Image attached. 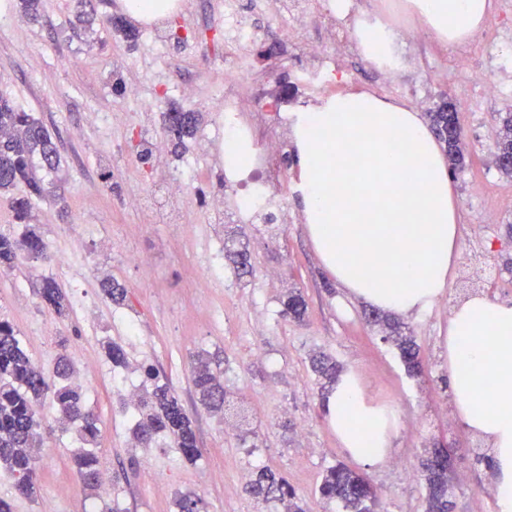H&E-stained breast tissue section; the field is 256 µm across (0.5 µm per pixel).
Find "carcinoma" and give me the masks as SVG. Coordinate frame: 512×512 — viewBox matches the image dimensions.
<instances>
[{
  "mask_svg": "<svg viewBox=\"0 0 512 512\" xmlns=\"http://www.w3.org/2000/svg\"><path fill=\"white\" fill-rule=\"evenodd\" d=\"M432 128L448 136L447 155L450 173H455L463 163L461 149L462 124L454 104L440 106L430 115ZM495 150L502 156L512 154V113L501 117ZM167 132L181 148L185 140L195 137L198 131L196 113L171 110L164 115ZM60 155L48 129L32 113L14 101L0 97V193L10 195L9 205L13 218L27 224L37 202L45 200L50 182L47 175L58 170ZM48 257L47 243L35 230L26 231L21 238L0 233V271L8 272L18 265L20 255ZM102 291L115 305L127 300V290L110 279L102 282ZM42 303L57 316L63 317L68 309L67 295L53 278H45L39 291ZM307 304L298 291L288 293L283 314L295 322L304 321ZM390 330L384 340L392 342L409 372L421 371L420 350L413 336L402 330L398 322H386ZM312 371L321 387L334 385L338 367L331 358L322 356L312 362ZM144 383L150 384L138 401L139 418L134 435L146 447L161 437L168 440L186 462L194 463L201 456V449L194 423L169 385L161 381L152 365L142 367ZM193 383L201 402L216 413H224L230 394L221 381L223 372L212 368V361L200 357L192 371ZM75 368L70 358L58 357L53 376H47L37 367L20 345L11 323L0 320V470L14 479L18 494L31 497L36 489L35 454L42 447L41 424L35 403L52 394L58 420L77 426L79 439L86 447L71 455V462L84 484L96 488L101 482L100 459L92 446L100 436L98 418L83 402L82 389L74 380ZM367 480L356 470L337 464L324 474L318 488L321 499L335 502L343 512H371L374 500L364 493ZM448 473L436 472L426 483L427 512H453L455 503L448 500ZM251 493L265 501L269 495L288 498V512H308L295 502V491L288 481L268 468L260 469L250 486Z\"/></svg>",
  "mask_w": 512,
  "mask_h": 512,
  "instance_id": "carcinoma-1",
  "label": "carcinoma"
}]
</instances>
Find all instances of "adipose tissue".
<instances>
[{
    "mask_svg": "<svg viewBox=\"0 0 512 512\" xmlns=\"http://www.w3.org/2000/svg\"><path fill=\"white\" fill-rule=\"evenodd\" d=\"M429 33L468 42L490 0H409ZM352 36L372 61L393 58L395 33L360 16ZM300 207L323 270L348 295L410 316L448 290L459 256L457 208L443 147L421 112L358 91L289 113ZM448 375L461 426L491 449L499 512H512V302L485 295L456 303ZM325 413L343 448L386 461L395 415L367 396L356 372L338 378Z\"/></svg>",
    "mask_w": 512,
    "mask_h": 512,
    "instance_id": "ef3b65f1",
    "label": "adipose tissue"
}]
</instances>
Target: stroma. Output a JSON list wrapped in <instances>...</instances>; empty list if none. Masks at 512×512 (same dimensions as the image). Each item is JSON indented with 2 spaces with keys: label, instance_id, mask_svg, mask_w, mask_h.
I'll return each instance as SVG.
<instances>
[{
  "label": "stroma",
  "instance_id": "35a3bbf8",
  "mask_svg": "<svg viewBox=\"0 0 512 512\" xmlns=\"http://www.w3.org/2000/svg\"><path fill=\"white\" fill-rule=\"evenodd\" d=\"M98 16L116 25L88 31L73 26L74 0H42L43 19L27 22L16 0H0V95L33 112L58 145L61 168L53 176L55 200L39 203L33 227L50 251L66 253L63 267L22 257L0 273V317L14 327L23 349L45 372L61 350H80L85 402L99 418L96 452L108 480L86 487L70 463L78 442L63 431L49 401L37 409L44 444L35 466L37 495H16L14 480L0 474V497L14 499L15 512H42L53 500L57 512H177L179 493L194 492L205 512H286L279 500L260 501L250 480L268 467L284 476L310 512H338L322 501L318 487L326 470L342 463L366 474L382 512H424L426 483L421 462L431 448L455 451L453 482L462 489L455 512H498L496 492L482 459L486 443L460 425L448 380V321L452 306L473 294L512 301V178L494 164L495 130L512 96L469 104L464 89L448 78L455 50L434 37L411 42L402 34L407 18L380 0H359L360 11L378 13L401 35L404 55L393 80L372 70L360 50L342 66L355 74L353 90L434 111L451 101L461 116L465 162L452 179L460 254L448 292L426 312L403 317L420 349L422 371L408 375L384 326L367 324L368 307L343 301L322 272L298 203V171L291 132L282 115L323 95L300 76L309 63L301 49L274 57L252 54L256 81L245 86L241 119L260 138L281 142L262 171L285 205L284 213L243 208L247 193L224 178V129L217 98L224 88V31L215 0H178L174 18L157 22L164 47L147 37L148 22L127 14L121 0H95ZM477 77L512 84V42L473 48ZM135 86L137 98L114 94L113 81ZM193 85L185 103L179 90ZM191 105L198 133L212 139L198 154L188 142L175 155L163 114ZM195 178L179 192L160 195L188 161ZM224 201V221L215 223L200 196ZM494 210L496 221L482 216ZM246 225L253 251L247 286L236 282L233 264L211 261L224 227ZM141 258L133 265L128 254ZM65 289L69 313L60 318L38 296L44 278ZM112 278L127 291L113 305L101 283ZM306 300L305 323L280 311L289 289ZM49 332H41V325ZM122 345L127 365L113 367L106 341ZM219 362L224 386L234 393L257 435H243L198 402L192 381L195 355ZM333 358L341 370L360 374L368 393L394 409L397 427L385 464L371 467L353 458L329 427L311 368L313 355ZM160 371L196 420L202 451L194 464L169 447L139 445L132 433L129 386L141 385L143 366Z\"/></svg>",
  "mask_w": 512,
  "mask_h": 512
}]
</instances>
